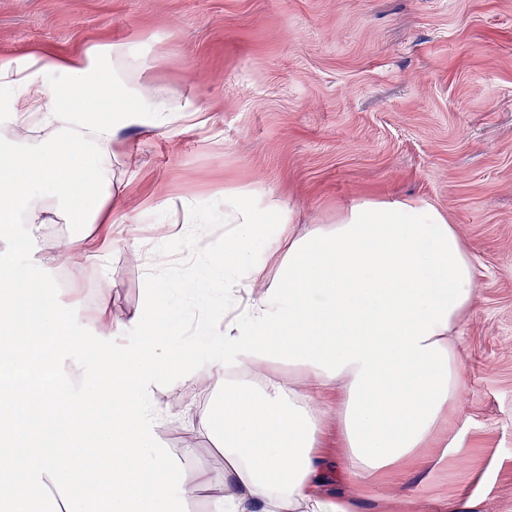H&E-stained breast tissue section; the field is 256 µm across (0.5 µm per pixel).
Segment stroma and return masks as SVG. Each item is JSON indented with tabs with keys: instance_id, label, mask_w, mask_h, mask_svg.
I'll return each instance as SVG.
<instances>
[{
	"instance_id": "obj_1",
	"label": "stroma",
	"mask_w": 512,
	"mask_h": 512,
	"mask_svg": "<svg viewBox=\"0 0 512 512\" xmlns=\"http://www.w3.org/2000/svg\"><path fill=\"white\" fill-rule=\"evenodd\" d=\"M106 41L159 57L153 84L210 118L165 134L127 128L110 174L114 223L41 229L46 244L78 233L102 249L123 343L140 340L130 323L147 261L183 219L154 223L156 203L207 208L255 184L307 226L360 198H422L479 262L475 308L456 329L466 385L453 430L465 451L424 448L412 477L325 490L360 512L462 495L512 512V0H0V56L68 57ZM51 279L63 305L86 310L103 282L84 257ZM211 397L204 383L154 392L155 434L185 470L219 463L189 420Z\"/></svg>"
}]
</instances>
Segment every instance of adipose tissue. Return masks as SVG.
Returning a JSON list of instances; mask_svg holds the SVG:
<instances>
[{
    "mask_svg": "<svg viewBox=\"0 0 512 512\" xmlns=\"http://www.w3.org/2000/svg\"><path fill=\"white\" fill-rule=\"evenodd\" d=\"M152 67L123 41L71 58H0V125L16 134L0 146V239L12 245L0 252V512H174L205 487L213 512H359L321 492L317 439L335 426L336 478L352 483L411 467L438 441L465 386L453 330L475 305V256L421 199H362L301 234L293 209L256 187L228 188L220 251L180 236L155 255L161 266L173 251L193 253L181 286L200 301L214 364L173 343L177 300L156 276L133 322L140 343L119 347L109 287L90 318L50 282L83 238L45 247L39 234L108 223L123 130L205 123L196 99L150 87ZM38 129L48 141L28 140ZM77 350L96 368L72 390L59 367ZM263 364L304 380L259 376ZM171 377L213 385L195 426L221 468L190 474L159 445L147 412ZM326 387L338 393L332 415L316 400Z\"/></svg>",
    "mask_w": 512,
    "mask_h": 512,
    "instance_id": "1",
    "label": "adipose tissue"
}]
</instances>
